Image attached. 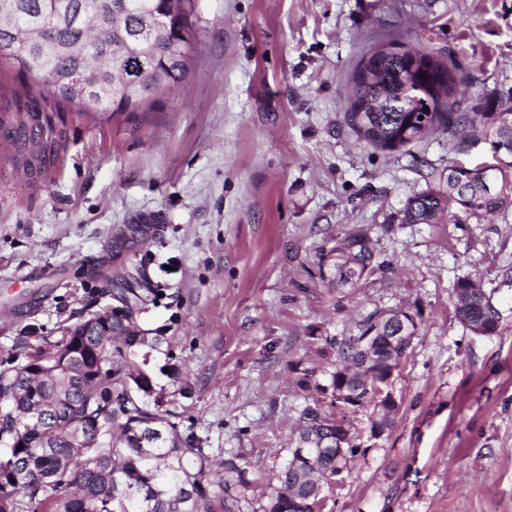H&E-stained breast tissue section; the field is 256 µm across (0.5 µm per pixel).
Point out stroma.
<instances>
[{
  "instance_id": "stroma-1",
  "label": "stroma",
  "mask_w": 512,
  "mask_h": 512,
  "mask_svg": "<svg viewBox=\"0 0 512 512\" xmlns=\"http://www.w3.org/2000/svg\"><path fill=\"white\" fill-rule=\"evenodd\" d=\"M190 33L159 111L128 123L47 99L40 150L0 133V361L138 288L151 399L201 437L212 479L245 462L234 512H265L303 410L333 401V339L402 308L420 326L394 423L374 439L370 411L349 412L362 447L321 512H512V205L400 221L450 160L489 147L461 127L365 148L345 118L359 61L393 44L454 62L456 111L512 106V0H192ZM355 224L384 266L327 287L320 256ZM462 275L491 295L496 334L456 319Z\"/></svg>"
}]
</instances>
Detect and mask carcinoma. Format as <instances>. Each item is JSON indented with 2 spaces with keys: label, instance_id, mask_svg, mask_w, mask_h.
<instances>
[{
  "label": "carcinoma",
  "instance_id": "obj_1",
  "mask_svg": "<svg viewBox=\"0 0 512 512\" xmlns=\"http://www.w3.org/2000/svg\"><path fill=\"white\" fill-rule=\"evenodd\" d=\"M18 22L42 17L53 26L34 38L20 36L17 22L0 20V62L16 66L36 93L28 98L0 96V125L22 142L39 139L36 94H48L81 114L110 117L155 112L167 92L186 77L192 57L191 0H16ZM76 46V53H51L45 43ZM370 77L353 73L354 103L346 119L366 147L396 150L432 130L453 132L479 123L488 137L493 162L475 167L448 163L434 187L407 200L403 224H443L451 208L469 215L490 214L511 205L499 177L512 169V112L454 111L447 83H456L453 63L438 62L432 79L410 72L412 59L385 56ZM81 79L86 94L70 83ZM371 229L355 224L331 240L339 261L319 266L318 277L332 288H357L383 266L371 246ZM455 315L463 327L493 314L487 296L473 280L459 276L453 285ZM112 310L111 334L96 329L98 312L67 327L54 344L24 342L25 361L0 362V512H231L237 487L245 485L239 460H224V480L212 491L210 460L161 411L144 404L139 393L149 381L131 359L142 341L134 330L144 299L134 288L121 293ZM378 311L355 332L336 342V361L359 367L356 342L374 328ZM303 419L327 434L336 422L318 406ZM296 454L276 474L280 491L268 512H288V494L309 498L325 482L320 467L297 465Z\"/></svg>",
  "mask_w": 512,
  "mask_h": 512
}]
</instances>
